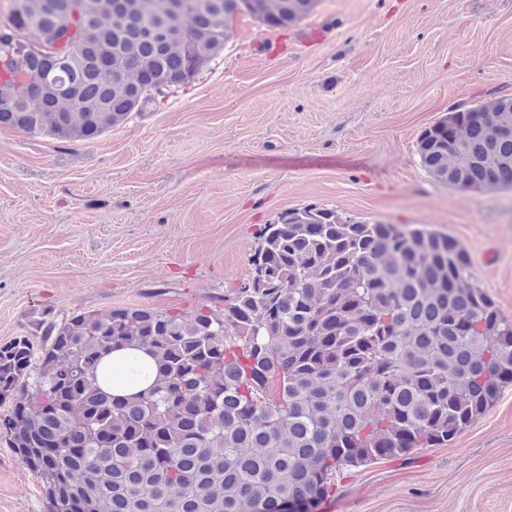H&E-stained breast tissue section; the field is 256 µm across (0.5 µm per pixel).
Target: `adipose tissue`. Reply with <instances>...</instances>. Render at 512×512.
Wrapping results in <instances>:
<instances>
[{"instance_id":"ef3b65f1","label":"adipose tissue","mask_w":512,"mask_h":512,"mask_svg":"<svg viewBox=\"0 0 512 512\" xmlns=\"http://www.w3.org/2000/svg\"><path fill=\"white\" fill-rule=\"evenodd\" d=\"M155 364L142 349L118 348L103 358L98 383L116 396H130L148 390L154 383Z\"/></svg>"}]
</instances>
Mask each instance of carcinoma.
<instances>
[{
  "mask_svg": "<svg viewBox=\"0 0 512 512\" xmlns=\"http://www.w3.org/2000/svg\"><path fill=\"white\" fill-rule=\"evenodd\" d=\"M247 2L13 0L0 126L96 138L192 82L236 14L290 28L320 0ZM46 54L65 75L53 91L27 78ZM416 151L438 183L512 190V95L449 109ZM251 263L222 320L47 309L40 349L0 344L4 425L49 512H316L341 467L446 444L512 385V320L444 234L306 206L264 225ZM117 347L153 356L149 390L97 384Z\"/></svg>",
  "mask_w": 512,
  "mask_h": 512,
  "instance_id": "1",
  "label": "carcinoma"
}]
</instances>
